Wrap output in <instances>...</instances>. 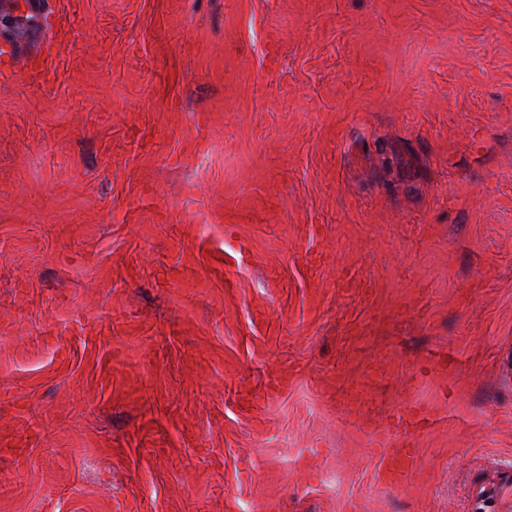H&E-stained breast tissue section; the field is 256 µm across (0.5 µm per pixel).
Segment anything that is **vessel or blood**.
<instances>
[{"instance_id":"obj_1","label":"vessel or blood","mask_w":512,"mask_h":512,"mask_svg":"<svg viewBox=\"0 0 512 512\" xmlns=\"http://www.w3.org/2000/svg\"><path fill=\"white\" fill-rule=\"evenodd\" d=\"M437 420V410L410 403L383 424L375 433V481L403 490L409 476L421 470L422 462L416 449L404 444L400 435L430 430ZM468 512H512V466L473 486Z\"/></svg>"}]
</instances>
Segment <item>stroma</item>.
<instances>
[{
    "label": "stroma",
    "mask_w": 512,
    "mask_h": 512,
    "mask_svg": "<svg viewBox=\"0 0 512 512\" xmlns=\"http://www.w3.org/2000/svg\"><path fill=\"white\" fill-rule=\"evenodd\" d=\"M68 12L43 83L0 74V512H465L512 464V0H43L0 39ZM408 403L442 419L397 492ZM439 411L419 404H407L374 434V479L393 490L405 488L410 475L423 469L416 448L400 440L402 432H424L438 420Z\"/></svg>",
    "instance_id": "stroma-1"
}]
</instances>
